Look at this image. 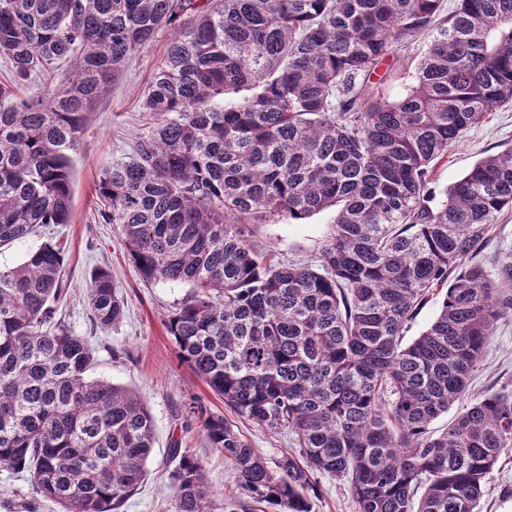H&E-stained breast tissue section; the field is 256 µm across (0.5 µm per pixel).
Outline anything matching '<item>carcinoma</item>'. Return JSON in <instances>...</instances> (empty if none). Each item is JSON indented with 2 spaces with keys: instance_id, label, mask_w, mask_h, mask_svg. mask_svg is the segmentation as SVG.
<instances>
[{
  "instance_id": "cac0c4a2",
  "label": "carcinoma",
  "mask_w": 512,
  "mask_h": 512,
  "mask_svg": "<svg viewBox=\"0 0 512 512\" xmlns=\"http://www.w3.org/2000/svg\"><path fill=\"white\" fill-rule=\"evenodd\" d=\"M0 0V247L71 212L68 152L126 59L161 30L150 122L103 168L97 198L148 282L186 284L166 327L224 407L296 450L269 462L198 404L237 494L225 512H313L318 479L347 483L357 512H480L512 448V397L464 399L494 325L512 315V254L473 262L512 207V150L431 201L434 163L512 102V0ZM432 35L398 99L378 65ZM43 81L21 98L17 91ZM336 210L316 264L274 260L252 225ZM66 244L0 269V470L25 472L60 512H120L139 490L154 419L135 392L90 379L93 349L57 318ZM430 326L404 331L437 290ZM97 327L125 303L91 278ZM173 512H211L203 463L174 444Z\"/></svg>"
}]
</instances>
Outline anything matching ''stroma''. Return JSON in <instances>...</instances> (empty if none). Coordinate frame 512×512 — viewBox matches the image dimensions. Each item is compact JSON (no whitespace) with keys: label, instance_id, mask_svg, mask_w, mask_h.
<instances>
[{"label":"stroma","instance_id":"1","mask_svg":"<svg viewBox=\"0 0 512 512\" xmlns=\"http://www.w3.org/2000/svg\"><path fill=\"white\" fill-rule=\"evenodd\" d=\"M169 40V34H159L132 55L89 115L81 143L70 154L69 221L51 227L49 234L67 245L69 292L59 314L69 329L85 337L94 350L89 377L134 388L154 417L155 444L147 464L148 475L121 512H170L167 472L171 467L170 449L176 441L202 461L213 512H224L225 498L236 491L233 477L223 458L209 448L199 421L190 414L191 406L199 399L217 413H225L224 403L180 362L165 327L168 315L185 300L190 288L144 281L128 256L119 226L104 222L102 204L95 194L101 169L130 156L138 137L147 130L144 92L166 56ZM506 148H512V104L488 113L482 123L449 148L433 170V195H442L478 160ZM334 219V210L326 209L301 224L283 218L258 224L253 228V240L279 258L307 261L330 233ZM98 268L111 273L125 302L123 321L106 331L93 329L89 319L86 287ZM488 390L512 394V317L496 323L471 377L470 396ZM226 415L234 430L266 458H276L293 446L291 436L271 434L236 414ZM480 509L512 512V448L504 450L490 474ZM0 512H58V507L34 494L24 475L0 470Z\"/></svg>","mask_w":512,"mask_h":512}]
</instances>
